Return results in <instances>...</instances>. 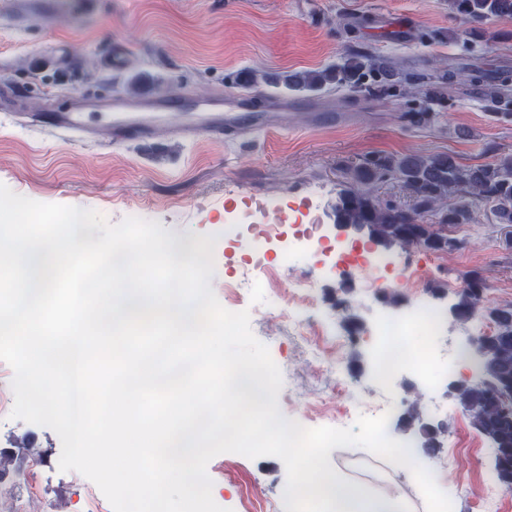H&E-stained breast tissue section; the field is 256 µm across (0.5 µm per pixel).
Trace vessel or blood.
Here are the masks:
<instances>
[{
    "label": "vessel or blood",
    "instance_id": "b4317fda",
    "mask_svg": "<svg viewBox=\"0 0 512 512\" xmlns=\"http://www.w3.org/2000/svg\"><path fill=\"white\" fill-rule=\"evenodd\" d=\"M287 104L270 96H244L234 107L225 111L197 115L190 123L172 124V115L184 112L185 107L177 98L146 93L136 98H119L112 104L113 114L122 116L123 123L133 139L152 141L162 125H172L174 134L208 136L233 141L246 133L268 131L284 127L287 123ZM35 125L57 133H67L87 139L91 135L84 120V111L76 107L67 112H50L36 115Z\"/></svg>",
    "mask_w": 512,
    "mask_h": 512
}]
</instances>
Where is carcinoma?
<instances>
[{
	"label": "carcinoma",
	"instance_id": "1",
	"mask_svg": "<svg viewBox=\"0 0 512 512\" xmlns=\"http://www.w3.org/2000/svg\"><path fill=\"white\" fill-rule=\"evenodd\" d=\"M450 14L478 33L491 21L512 17V0H448ZM364 63L354 55L343 62L315 71L286 74L285 88L318 92L327 86H354ZM396 180L413 192L414 205L406 210L383 205L374 196L380 180ZM481 202L498 224L512 226V154L494 162L464 167L447 153L377 157L355 168L336 204V223L365 228L371 241L385 249L423 247L435 252L454 250L458 242L448 236V227L475 220L473 201ZM485 279L477 272L465 277V285L452 304L460 323L479 312L493 323L491 358L486 375L501 386L493 393L478 384L452 383L455 401L472 408L474 429L491 440L501 467L498 482L512 490V305L486 307Z\"/></svg>",
	"mask_w": 512,
	"mask_h": 512
}]
</instances>
